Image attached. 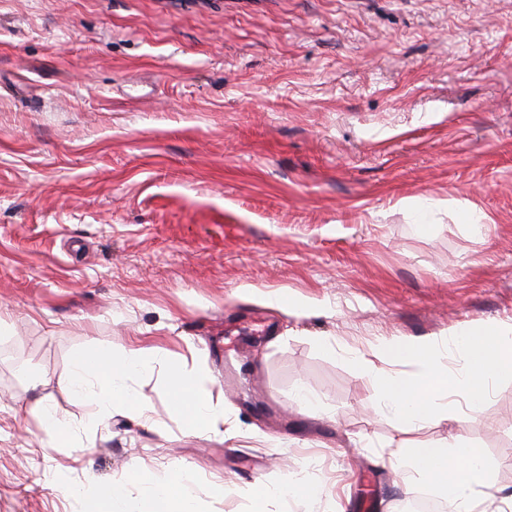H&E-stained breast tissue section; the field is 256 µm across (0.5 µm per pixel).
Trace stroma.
I'll return each instance as SVG.
<instances>
[{"mask_svg": "<svg viewBox=\"0 0 512 512\" xmlns=\"http://www.w3.org/2000/svg\"><path fill=\"white\" fill-rule=\"evenodd\" d=\"M492 324H512V0H0V512L185 466L225 486L200 512H252L246 489L288 474L316 512H407L388 453L434 442L482 449L512 495V382L403 434L348 364ZM106 347L153 348L133 385L155 424L89 429L66 383ZM173 363L223 438L169 414ZM40 399L79 440L45 447Z\"/></svg>", "mask_w": 512, "mask_h": 512, "instance_id": "35a3bbf8", "label": "stroma"}]
</instances>
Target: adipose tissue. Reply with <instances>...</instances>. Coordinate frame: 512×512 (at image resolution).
Masks as SVG:
<instances>
[{
    "label": "adipose tissue",
    "mask_w": 512,
    "mask_h": 512,
    "mask_svg": "<svg viewBox=\"0 0 512 512\" xmlns=\"http://www.w3.org/2000/svg\"><path fill=\"white\" fill-rule=\"evenodd\" d=\"M149 366L141 349L121 352L103 348L77 354L68 381L72 395L90 399L97 405L96 427H108L117 408L132 411L146 423H153V409L132 382ZM201 372L180 365L169 366L165 381L168 409L180 417L186 430L217 432L224 415L214 409L202 389ZM405 484L422 482L436 489L454 505V512H512V496L492 493L491 470L478 448L451 451L447 444L430 443L415 448H399L391 453ZM138 496L123 486L102 483L95 494L70 489L71 498L83 506V512H199L203 492L189 468H177L164 475L139 471L135 475Z\"/></svg>",
    "instance_id": "obj_1"
}]
</instances>
